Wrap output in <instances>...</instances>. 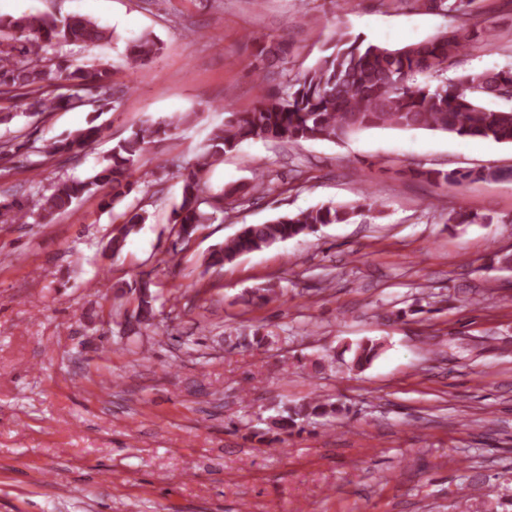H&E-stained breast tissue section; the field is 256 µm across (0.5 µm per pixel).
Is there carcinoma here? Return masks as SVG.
Here are the masks:
<instances>
[{"label": "carcinoma", "instance_id": "carcinoma-1", "mask_svg": "<svg viewBox=\"0 0 512 512\" xmlns=\"http://www.w3.org/2000/svg\"><path fill=\"white\" fill-rule=\"evenodd\" d=\"M474 3L475 0H422V6L428 10L455 12L470 10ZM482 33V28H474L466 35L446 32L397 48L341 33L332 51L302 75L292 77L287 69H281L283 82L278 93L250 112L225 110L224 123L212 130L205 151L177 171L181 196L171 215L177 239L190 241L199 227L211 220L206 208L224 211V199L235 195L236 190L207 198L204 178L223 160L224 154L247 140L334 141L364 129L395 128L438 130L512 146V67L468 71L452 81L443 78L465 49L468 38ZM108 37L105 28L81 15L61 19L46 15L0 16V98L12 100L14 92L22 89L27 111L42 119L60 108L90 107L85 128L41 147L35 146L37 139L33 133L18 131L0 142L1 161H9L14 151L21 148L46 158H76L102 138L104 128L97 120L110 105L111 68L103 62L90 67L74 65L60 50L74 44L95 45ZM159 50L158 41L144 34L129 47L127 66L143 65ZM419 74H427L439 80V84H419ZM60 80L69 85L67 91H57L56 82ZM181 121L182 117L174 116L137 126L112 146L104 165L92 177L61 179L48 194L39 192L3 203L0 223L25 224L33 214L49 221L68 211L74 200L99 190L103 192L101 209L113 210L139 189L140 182L132 179V170L148 145L173 134ZM411 174L439 187L484 179L512 180V168L413 169ZM358 211L357 206L326 205L279 215L264 224H245L209 254L206 265L222 268L240 255L313 233L319 225L347 223ZM121 218V225L113 229L107 243V250L114 256L120 253L127 237L146 223L148 214L134 207L122 213ZM151 284L152 281L143 280L138 285L139 303L134 319L139 325L149 324L154 317ZM380 349L381 345L371 339L358 342L353 366L360 370L370 366ZM336 411L335 404L317 396L284 408L272 418L269 430L278 436L288 435L309 418Z\"/></svg>", "mask_w": 512, "mask_h": 512}]
</instances>
